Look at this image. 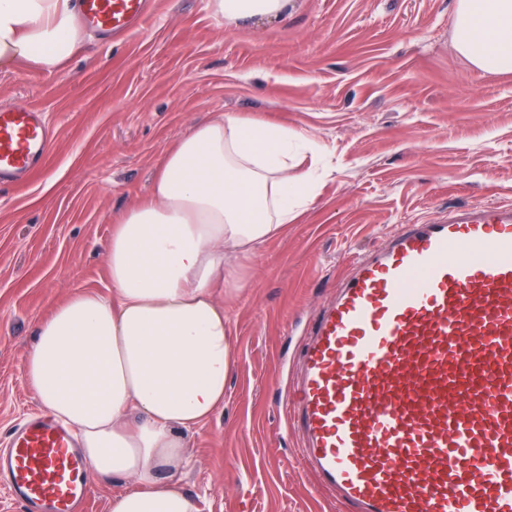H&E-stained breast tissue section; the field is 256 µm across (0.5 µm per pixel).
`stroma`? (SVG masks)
<instances>
[{"label":"stroma","mask_w":512,"mask_h":512,"mask_svg":"<svg viewBox=\"0 0 512 512\" xmlns=\"http://www.w3.org/2000/svg\"><path fill=\"white\" fill-rule=\"evenodd\" d=\"M457 0H291L229 21L211 0H150L144 29L91 36L57 71H0V106L46 112L43 173L0 187V446L41 405L24 376L40 321L71 295L111 296L112 226L164 153L217 113L288 126L322 177L295 223L224 285L235 365L190 440L200 512H347L301 465L282 401L320 310L357 257L449 207L512 206V72L455 49Z\"/></svg>","instance_id":"obj_1"}]
</instances>
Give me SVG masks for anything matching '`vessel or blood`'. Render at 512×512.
<instances>
[{
  "label": "vessel or blood",
  "instance_id": "1",
  "mask_svg": "<svg viewBox=\"0 0 512 512\" xmlns=\"http://www.w3.org/2000/svg\"><path fill=\"white\" fill-rule=\"evenodd\" d=\"M105 35L145 0H79ZM53 134L38 108L0 107V184L41 170ZM298 452L350 512H512V207L449 208L404 224L354 263L301 356ZM26 512H82L89 465L41 415L0 457Z\"/></svg>",
  "mask_w": 512,
  "mask_h": 512
}]
</instances>
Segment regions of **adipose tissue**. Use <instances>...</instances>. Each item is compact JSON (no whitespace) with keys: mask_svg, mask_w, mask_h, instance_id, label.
Segmentation results:
<instances>
[{"mask_svg":"<svg viewBox=\"0 0 512 512\" xmlns=\"http://www.w3.org/2000/svg\"><path fill=\"white\" fill-rule=\"evenodd\" d=\"M289 0H213L238 21ZM455 47L485 74L512 71V0H458ZM84 40L77 0H0V70L52 72ZM304 140L220 113L182 136L108 244L111 297L73 295L43 319L24 365L44 407L78 435L94 479L128 478L109 512H199L181 474L191 436L224 406L233 368L224 261L255 254L308 202L290 177Z\"/></svg>","mask_w":512,"mask_h":512,"instance_id":"adipose-tissue-1","label":"adipose tissue"}]
</instances>
